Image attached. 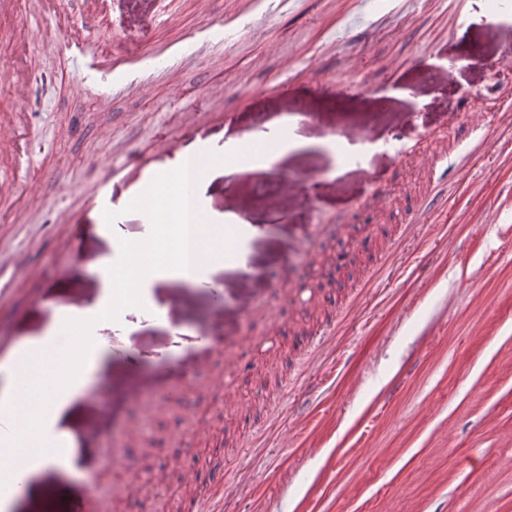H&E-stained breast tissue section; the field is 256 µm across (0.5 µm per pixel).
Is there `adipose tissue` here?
Instances as JSON below:
<instances>
[{"label": "adipose tissue", "mask_w": 512, "mask_h": 512, "mask_svg": "<svg viewBox=\"0 0 512 512\" xmlns=\"http://www.w3.org/2000/svg\"><path fill=\"white\" fill-rule=\"evenodd\" d=\"M242 144V139H228L223 146L208 151L202 164L189 150L178 155L170 168L186 174L193 196L202 199L231 173L251 169L254 159L242 152ZM239 221V216L232 212L222 214L216 224H199L188 218L175 231L159 230L147 246L127 239L119 225H108L114 246L129 249L130 254L122 263L102 265L103 296L86 308H72L60 314L51 331L32 342L26 361L9 369V385L0 390V408H14L23 397L38 407L33 418L19 413L22 431L11 443L14 451L27 456L28 473L70 463L75 458L72 449L61 447L55 427L63 420L69 400L82 389L88 363L98 353L89 337L90 323L111 321L116 309L124 315L137 310V283L183 278L184 264L191 255H198L205 269L223 266V258L198 252L197 243L204 238H216L225 226Z\"/></svg>", "instance_id": "obj_1"}]
</instances>
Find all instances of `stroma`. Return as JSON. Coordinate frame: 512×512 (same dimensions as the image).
Segmentation results:
<instances>
[{
    "label": "stroma",
    "mask_w": 512,
    "mask_h": 512,
    "mask_svg": "<svg viewBox=\"0 0 512 512\" xmlns=\"http://www.w3.org/2000/svg\"><path fill=\"white\" fill-rule=\"evenodd\" d=\"M497 5L459 0L455 23L446 0H294L115 94L62 46L16 56L17 24L52 22L41 0H18L16 20L0 19V74L31 89L22 102L0 84V114L23 113L34 147L35 205L0 184L18 346L45 335L58 306L101 295L113 248L88 198L130 149L186 130L221 142L309 112L304 148L278 166L336 182L303 184L277 220L256 174L223 182L216 209L264 219L238 280L262 293L286 265L287 294L228 323L237 344L213 352L200 340L210 300L187 282L193 301L169 322L94 327L100 357L64 423L79 463L41 470L10 512H69L97 484L112 488L109 512H213L196 479L215 470L223 512H512V14L490 26ZM232 8L161 0L138 20L142 43L189 37ZM67 11L76 28L118 29L113 0ZM439 66L446 77L431 79ZM333 128L359 129L371 150L334 153ZM441 182L447 216L415 213ZM324 224L341 230L321 236ZM95 393L137 464L132 490L82 439Z\"/></svg>",
    "instance_id": "obj_1"
}]
</instances>
